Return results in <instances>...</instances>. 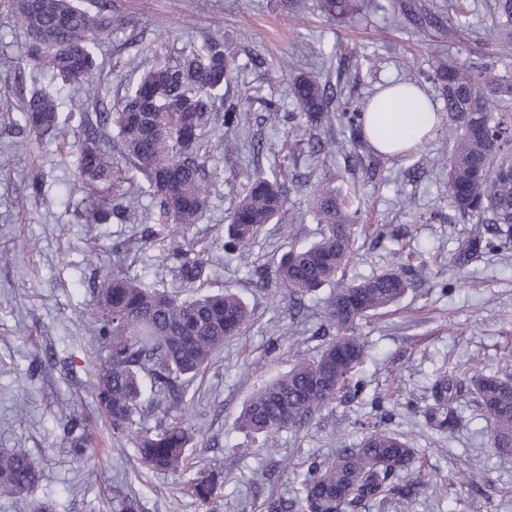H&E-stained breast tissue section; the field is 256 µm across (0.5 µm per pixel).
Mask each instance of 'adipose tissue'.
I'll use <instances>...</instances> for the list:
<instances>
[{
    "label": "adipose tissue",
    "instance_id": "1",
    "mask_svg": "<svg viewBox=\"0 0 512 512\" xmlns=\"http://www.w3.org/2000/svg\"><path fill=\"white\" fill-rule=\"evenodd\" d=\"M434 118L435 109L423 93L413 85L398 83L374 97L363 135L379 153L396 156L422 142Z\"/></svg>",
    "mask_w": 512,
    "mask_h": 512
}]
</instances>
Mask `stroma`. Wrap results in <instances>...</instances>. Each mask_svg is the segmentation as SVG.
Masks as SVG:
<instances>
[{
	"instance_id": "35a3bbf8",
	"label": "stroma",
	"mask_w": 512,
	"mask_h": 512,
	"mask_svg": "<svg viewBox=\"0 0 512 512\" xmlns=\"http://www.w3.org/2000/svg\"><path fill=\"white\" fill-rule=\"evenodd\" d=\"M116 26L97 48L103 70L102 97L111 101L132 86L161 52L176 61L186 42L221 44L231 67L224 94L272 100L282 112L295 111V77L313 75L342 96L367 100L391 81H408L439 59L466 56L471 40L448 38L451 0H403L436 15L432 24L394 21L395 0H363L357 18L337 22L323 17L319 0H301V13L287 16L279 0H111ZM16 20L0 7V448H25L38 461L42 477L33 497L55 512H265L270 490L298 496L301 472L296 462L310 453L335 454L356 447L364 431L360 406L336 400L303 430L280 432L274 455L262 436L234 429L249 395L288 370L287 346L273 347L275 331L287 330V293L257 285L253 259L275 266L290 247L317 241L321 227L309 199L325 172L346 190L357 182L365 199L354 254L338 279L352 281L392 268L415 254L428 262L402 300L364 321L360 333L371 357L367 379L399 388L411 407L392 408L386 425L409 440L418 453L426 485L417 490L413 512H512V461L493 453L485 420L469 390L458 395L462 425L453 432L427 426L431 384L448 363L475 362L495 371L512 355V257L484 254L465 268L451 258L471 223L440 210L446 178L429 158L449 147L448 113L434 86L425 95L439 115L430 137L402 155L379 154L357 161L347 152L310 157L306 143L293 145L284 204L277 222L266 225L250 253L222 248L233 201L227 183L269 174L272 155L257 152V141L285 139L287 122L268 120L257 111L241 131L233 151L214 157L222 178L204 218L184 233V247L199 239L215 249L195 287H182L170 240L138 220L90 224L87 195L75 184L71 147L83 137L82 118L95 110L94 95L72 88L56 130L30 142L17 127L22 98L48 88L47 76L20 71L22 46ZM30 148L28 163L12 159ZM146 285L190 298L230 291L240 295L252 321L238 340L226 343L188 401L196 428L197 453L205 466L227 474L224 495L208 510L189 492L186 473L144 472L133 445H113L97 412L91 389L94 369L107 357L95 333V292L112 267ZM90 416L86 430L69 431L71 410ZM92 449L75 460L72 445ZM479 472L472 484L461 473Z\"/></svg>"
}]
</instances>
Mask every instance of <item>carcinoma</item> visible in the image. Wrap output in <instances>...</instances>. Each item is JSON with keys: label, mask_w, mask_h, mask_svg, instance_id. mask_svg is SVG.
I'll return each instance as SVG.
<instances>
[{"label": "carcinoma", "mask_w": 512, "mask_h": 512, "mask_svg": "<svg viewBox=\"0 0 512 512\" xmlns=\"http://www.w3.org/2000/svg\"><path fill=\"white\" fill-rule=\"evenodd\" d=\"M2 6L21 23L26 61L61 82L53 91L33 94L21 107L25 131L38 138L56 128L66 88L92 89L98 84L95 48L98 39L112 35V7L107 0H101L93 12L78 0H0ZM320 8L327 18L345 21L356 18L361 5L360 0H320ZM488 16L484 41L469 51V57L450 56L417 74L418 84L431 83L441 90L448 125L455 129L451 150L433 158L448 171V206L475 222L453 257L457 267L483 251L512 253V77L498 73L491 63L512 51V0H494ZM228 78L227 61L215 43L185 46L177 63L155 61L115 105L86 117L84 139L75 146V157L78 184L89 190L88 197L103 181L121 186L120 180L112 179L116 171L111 153L99 147L104 130L113 126L122 157L145 175V193L155 201V210L146 212L145 220L173 240L181 227L199 223L210 207L211 158L221 147L230 146L215 138L216 129L237 131L249 124V105H224L220 91ZM292 95L308 125L317 126L338 112L353 149L366 142L362 129L369 102L334 97L315 76L296 78ZM282 206L278 175L254 179L230 212L224 249L248 250L262 227L280 215ZM139 208V195L122 190L109 207L91 202L87 223L125 222ZM312 211L324 225L321 239L290 248L274 270L277 286L288 291L300 308L350 260L356 224L357 212L351 210L349 200L324 184L314 190ZM208 250L202 246L194 258L180 262L183 283L192 286L201 281ZM112 266L96 300L97 335L108 356L94 372L95 398L113 436L133 441L142 467L179 473L189 467L192 428L178 414L153 429L136 427L143 380H150L155 395L152 410L164 417L176 413L187 383L212 364L224 342L246 328L250 311L235 293L181 299L127 276L117 260ZM417 272L419 268L410 263L399 264L337 288L328 300L326 319L334 337L313 357L296 354L287 371L249 396L236 427L270 439L285 428L305 426L338 398L366 400L378 415L377 421L367 423L359 447L342 448L332 458L310 454L300 462L303 497L296 501L272 494L268 512L381 509L398 488L400 472L411 470L415 449L381 425L385 396L375 392L366 397L367 383L358 377L368 349L357 328L361 320L400 301ZM464 381L483 411L495 455L512 460L511 362L488 374L476 365L440 372L431 387L434 406L428 422L450 432L460 425L455 394ZM39 481V464L26 449L0 450V496L25 501ZM224 483V472L202 470L189 489L197 500L209 504L224 490Z\"/></svg>", "instance_id": "cac0c4a2"}]
</instances>
